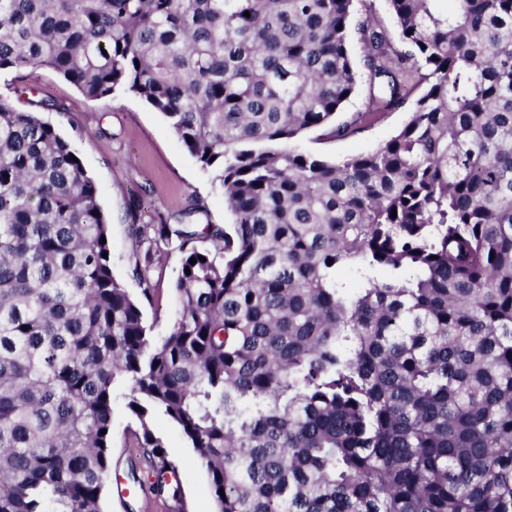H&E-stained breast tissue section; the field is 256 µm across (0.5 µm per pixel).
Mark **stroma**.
<instances>
[{
    "label": "stroma",
    "instance_id": "stroma-1",
    "mask_svg": "<svg viewBox=\"0 0 512 512\" xmlns=\"http://www.w3.org/2000/svg\"><path fill=\"white\" fill-rule=\"evenodd\" d=\"M21 86L34 88L37 98L50 101L44 117L71 143L97 183L109 217L113 273L131 294L140 292L133 270L143 260L144 252L132 245L127 216L130 208H137L142 222L147 223L159 214L178 218L182 210L196 203L205 210L200 224L221 227L233 223L222 192L171 132L163 116L141 99L117 93L90 101L71 83L41 68L0 75V97L22 107L26 101L16 94ZM410 108V103H403L342 137L332 136L325 129L308 131L297 144L324 159L341 161L389 140L406 122ZM181 258L172 245L161 246L154 257L151 278L161 284V307L144 310L153 335H165L170 329L175 310L171 286ZM134 428L123 395L115 394L111 470L124 478L131 470L143 471L148 466L131 435ZM154 429L164 437L169 457L180 469L178 497L189 504L190 512H215L209 477L194 450L165 418H156ZM173 499L171 494L160 496L151 491L122 498L110 484L104 491L103 508L105 512H172Z\"/></svg>",
    "mask_w": 512,
    "mask_h": 512
}]
</instances>
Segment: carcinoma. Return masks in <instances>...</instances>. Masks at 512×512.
<instances>
[{
	"label": "carcinoma",
	"mask_w": 512,
	"mask_h": 512,
	"mask_svg": "<svg viewBox=\"0 0 512 512\" xmlns=\"http://www.w3.org/2000/svg\"><path fill=\"white\" fill-rule=\"evenodd\" d=\"M354 2L0 0V72L143 100L234 216L204 248L135 227L183 254L150 335L161 288L114 276L95 180L0 98V512H103L119 384L158 495L162 416L216 512H512V0H386L395 42L359 24L369 106L334 136L425 88L332 162L295 140L356 91Z\"/></svg>",
	"instance_id": "cac0c4a2"
}]
</instances>
